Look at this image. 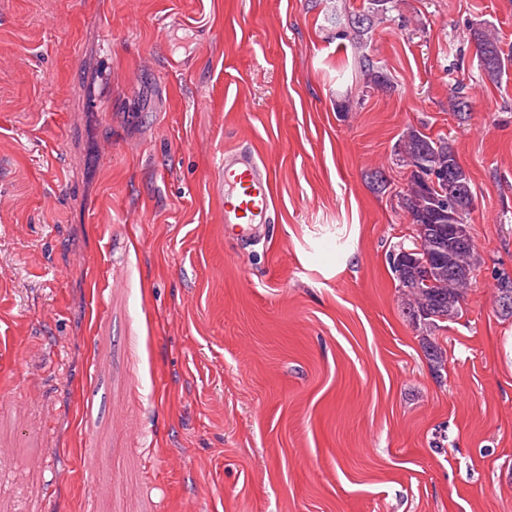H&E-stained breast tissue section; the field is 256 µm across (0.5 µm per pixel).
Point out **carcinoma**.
I'll return each mask as SVG.
<instances>
[{
    "mask_svg": "<svg viewBox=\"0 0 512 512\" xmlns=\"http://www.w3.org/2000/svg\"><path fill=\"white\" fill-rule=\"evenodd\" d=\"M391 0H368L367 10L348 17V27L340 36L360 47L373 26L374 18L388 10ZM470 39L476 46L479 66L484 76L499 82L512 70V51L507 53L496 33L488 24H478L469 29ZM361 70L372 87H387L384 72L367 57L358 60ZM424 167L410 172L408 188L398 194L399 207L416 225L417 256L431 264L433 276L424 284L412 276L404 275L398 254H389L390 269L404 295L403 313L412 325L425 330L452 321L461 314L465 302L463 286L467 280L448 274V264L473 267L476 264L475 245L469 243L448 251L452 237L448 224L469 221L470 210L466 201L473 192L469 175L457 160L453 145L443 137L434 138L417 127L403 133L398 151V161L411 167L416 160ZM425 355L434 369L445 364L444 351L433 340H427Z\"/></svg>",
    "mask_w": 512,
    "mask_h": 512,
    "instance_id": "1",
    "label": "carcinoma"
}]
</instances>
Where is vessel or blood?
<instances>
[{
	"label": "vessel or blood",
	"mask_w": 512,
	"mask_h": 512,
	"mask_svg": "<svg viewBox=\"0 0 512 512\" xmlns=\"http://www.w3.org/2000/svg\"><path fill=\"white\" fill-rule=\"evenodd\" d=\"M224 184V232L233 240H254L275 221L271 173L250 149L225 152L220 166Z\"/></svg>",
	"instance_id": "obj_1"
}]
</instances>
